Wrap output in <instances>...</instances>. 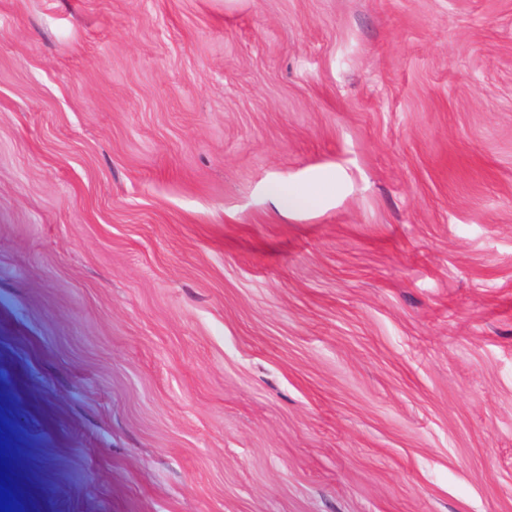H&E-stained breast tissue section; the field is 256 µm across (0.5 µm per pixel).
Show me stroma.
Instances as JSON below:
<instances>
[{"instance_id": "35a3bbf8", "label": "stroma", "mask_w": 512, "mask_h": 512, "mask_svg": "<svg viewBox=\"0 0 512 512\" xmlns=\"http://www.w3.org/2000/svg\"><path fill=\"white\" fill-rule=\"evenodd\" d=\"M0 406L80 512H512V0H0Z\"/></svg>"}]
</instances>
